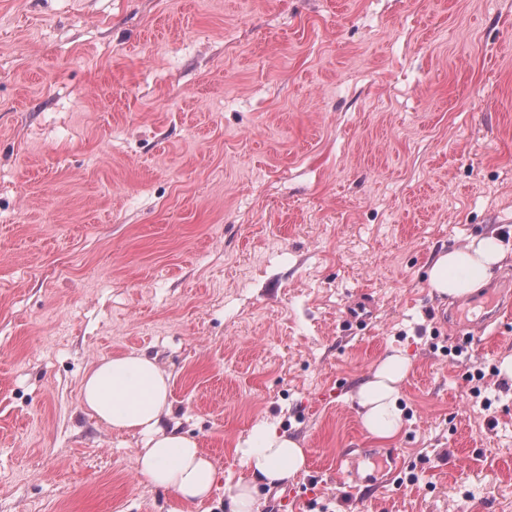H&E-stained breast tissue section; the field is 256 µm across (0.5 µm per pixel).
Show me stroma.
Instances as JSON below:
<instances>
[{"mask_svg":"<svg viewBox=\"0 0 512 512\" xmlns=\"http://www.w3.org/2000/svg\"><path fill=\"white\" fill-rule=\"evenodd\" d=\"M490 230L512 232V0H0V512H224L263 420L308 462L259 512L287 488L293 512H512V310L458 340L426 281ZM392 348L384 440L350 395ZM138 352L218 470L202 504L81 403Z\"/></svg>","mask_w":512,"mask_h":512,"instance_id":"stroma-1","label":"stroma"}]
</instances>
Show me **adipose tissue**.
<instances>
[{"mask_svg":"<svg viewBox=\"0 0 512 512\" xmlns=\"http://www.w3.org/2000/svg\"><path fill=\"white\" fill-rule=\"evenodd\" d=\"M510 263L512 239L493 231L479 233L463 246L437 252L428 263L427 283L438 296L453 300L478 290L496 269ZM410 370V357L394 348L357 387L354 399L361 422L372 436L390 438L401 429V387ZM80 397L98 420L144 436L136 468L148 485L186 503L208 498L216 467L194 437L164 428L170 378L154 359L132 353L96 362L81 381ZM236 453L248 477L225 490L224 512H258L259 486L292 481L306 467L305 448L269 422L256 424L241 436Z\"/></svg>","mask_w":512,"mask_h":512,"instance_id":"adipose-tissue-1","label":"adipose tissue"}]
</instances>
